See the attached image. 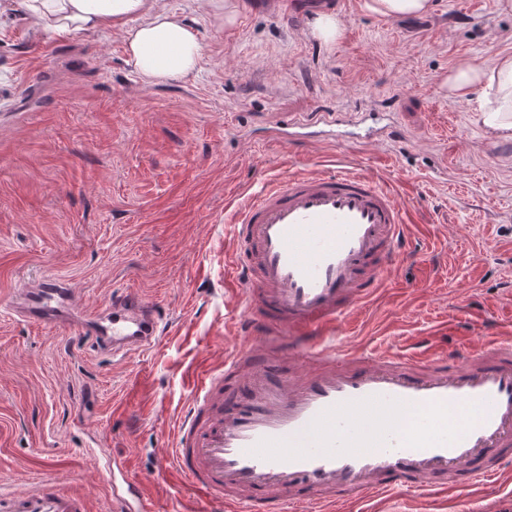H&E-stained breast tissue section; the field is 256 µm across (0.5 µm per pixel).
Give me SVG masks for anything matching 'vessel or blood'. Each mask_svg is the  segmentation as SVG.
Segmentation results:
<instances>
[{
    "label": "vessel or blood",
    "mask_w": 512,
    "mask_h": 512,
    "mask_svg": "<svg viewBox=\"0 0 512 512\" xmlns=\"http://www.w3.org/2000/svg\"><path fill=\"white\" fill-rule=\"evenodd\" d=\"M382 136L383 109L361 113ZM343 114L290 122L278 138L341 137ZM408 226L392 192L355 170L267 179L241 209L224 263L243 299L238 347L200 377L178 420L167 463L220 512H328L401 489L414 495L493 496L512 463V341L443 350L418 341L365 355L335 343L340 322L370 302L409 257ZM71 302L45 279L7 299L40 323ZM166 314L129 291L81 324L96 351L129 357L160 343ZM474 409L461 422L450 409ZM113 512H155L116 461ZM0 512H88L84 496L47 481L0 494Z\"/></svg>",
    "instance_id": "obj_1"
}]
</instances>
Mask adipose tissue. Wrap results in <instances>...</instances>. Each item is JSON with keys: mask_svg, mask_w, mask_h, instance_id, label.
Wrapping results in <instances>:
<instances>
[{"mask_svg": "<svg viewBox=\"0 0 512 512\" xmlns=\"http://www.w3.org/2000/svg\"><path fill=\"white\" fill-rule=\"evenodd\" d=\"M38 25L58 33L121 29L126 52L146 84L176 80L193 72L202 56L198 33L189 22L166 9L161 0H20ZM448 94L466 98L492 89L478 120L492 138H512V53L493 65L458 61L444 80Z\"/></svg>", "mask_w": 512, "mask_h": 512, "instance_id": "1", "label": "adipose tissue"}]
</instances>
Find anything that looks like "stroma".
<instances>
[{
    "instance_id": "obj_1",
    "label": "stroma",
    "mask_w": 512,
    "mask_h": 512,
    "mask_svg": "<svg viewBox=\"0 0 512 512\" xmlns=\"http://www.w3.org/2000/svg\"><path fill=\"white\" fill-rule=\"evenodd\" d=\"M194 26L197 69L141 82L119 31L46 32L0 17V298L66 280L79 316L113 291L162 305L166 337L118 361L55 326L0 308V492L60 481L89 512H112L102 461H121L166 512H213L160 463L198 374L236 345L224 260L233 220L266 178L344 167L385 183L413 255L346 319L337 344L399 352L413 340L478 341L512 323V140L488 138L478 98L442 82L462 58L512 52L502 0H435L424 17L381 18L362 0L333 12L343 35L313 36L322 0H164ZM291 6L294 28L277 16ZM233 14L225 23V14ZM394 111L398 138L343 144L272 138L319 109ZM493 507L512 512V476ZM483 492L363 498L347 512H488Z\"/></svg>"
}]
</instances>
